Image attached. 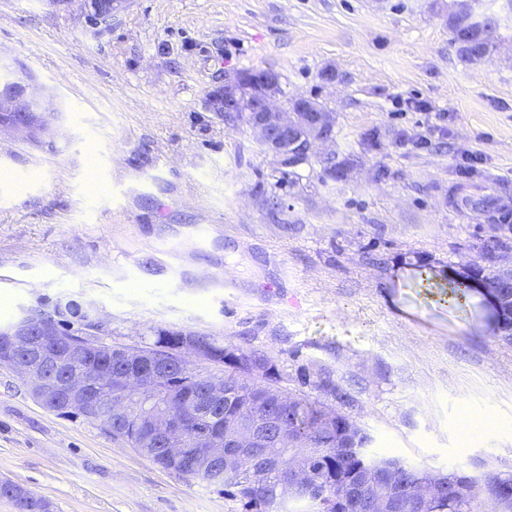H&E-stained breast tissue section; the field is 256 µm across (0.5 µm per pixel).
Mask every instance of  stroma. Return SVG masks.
<instances>
[{
    "mask_svg": "<svg viewBox=\"0 0 512 512\" xmlns=\"http://www.w3.org/2000/svg\"><path fill=\"white\" fill-rule=\"evenodd\" d=\"M89 3L0 0V66L45 107L32 130L0 126V330L44 311L113 345L219 336L295 395L330 372L378 455L512 474V344L482 295H439L512 217V0H481L500 49L479 66L448 0H123L107 26ZM242 70L333 112L339 177L315 161L280 182L210 110ZM467 413L500 426L464 439ZM0 480L51 512L241 509L46 411L8 365Z\"/></svg>",
    "mask_w": 512,
    "mask_h": 512,
    "instance_id": "stroma-1",
    "label": "stroma"
}]
</instances>
